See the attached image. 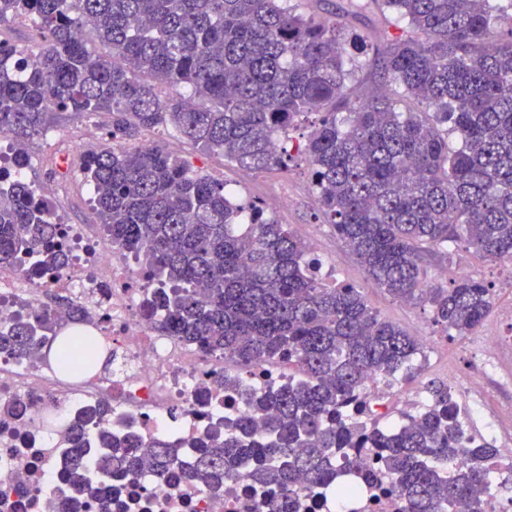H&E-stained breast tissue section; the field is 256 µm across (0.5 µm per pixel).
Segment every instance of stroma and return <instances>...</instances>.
Masks as SVG:
<instances>
[{
	"label": "stroma",
	"mask_w": 512,
	"mask_h": 512,
	"mask_svg": "<svg viewBox=\"0 0 512 512\" xmlns=\"http://www.w3.org/2000/svg\"><path fill=\"white\" fill-rule=\"evenodd\" d=\"M293 3L298 10L314 14L319 21L356 28L372 39L382 31L395 28L393 18L375 10L352 15L349 0H293ZM318 120V114H309L289 130L287 148L291 158L287 166L259 173L227 163L221 153L201 150L169 134L164 127L155 128L154 133L156 144L188 162L193 171L232 185L240 201L262 203L272 197L284 198L286 205L274 211V219L287 225L304 243L314 245L318 253L325 257L323 274L327 280L343 281L363 288L370 305L381 317L398 324L410 335L431 336V347L424 349L417 357L414 376L393 383L395 399L411 395L426 396L431 381L447 380L456 369L466 371L475 368L483 361L486 351L479 342L478 334L463 338L448 336L431 322L428 308L406 304L374 287L332 227L319 220L318 192L310 180L308 161L305 154L296 150ZM95 128L106 134L111 133V114L60 112L54 117L49 137L35 136L28 141L38 160L28 167L27 183L74 224L96 225L100 217L94 204L88 201L90 192L81 162H73L64 185H57L52 175L54 160L48 141L52 138L62 142L80 141ZM463 266L469 269L471 277L483 281L494 294L493 309L482 324L483 330L502 334L512 332V319L503 314L504 309L512 307V266L483 260L465 248L455 246L449 248L447 257L429 258L428 279L435 285L448 284L456 279L458 269Z\"/></svg>",
	"instance_id": "1"
}]
</instances>
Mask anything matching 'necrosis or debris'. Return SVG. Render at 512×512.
I'll use <instances>...</instances> for the list:
<instances>
[{
  "mask_svg": "<svg viewBox=\"0 0 512 512\" xmlns=\"http://www.w3.org/2000/svg\"><path fill=\"white\" fill-rule=\"evenodd\" d=\"M50 221L68 255L60 271L38 276L29 265L0 269V328L47 311L46 294L81 308L87 329L101 337L112 358L111 375L93 370L73 378L37 360L0 352V398L20 395L22 408L0 420V512H67L75 496L62 475L68 450L60 439L83 410L101 403L112 409L113 429L136 434L142 446L156 440L183 442L224 422L244 406L224 388L227 378L261 390L287 385L283 363L238 368L220 354H207L177 337L159 333L150 305L158 283L140 260L102 232L73 224L58 213ZM364 462L355 503L323 505L321 491L299 483V512H403L378 473V451H356ZM276 492L232 476L204 485L181 474L144 471L113 478L84 512H257Z\"/></svg>",
  "mask_w": 512,
  "mask_h": 512,
  "instance_id": "1",
  "label": "necrosis or debris"
}]
</instances>
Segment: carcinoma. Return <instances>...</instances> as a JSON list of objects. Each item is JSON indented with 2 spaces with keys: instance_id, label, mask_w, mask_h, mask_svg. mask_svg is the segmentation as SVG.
Returning a JSON list of instances; mask_svg holds the SVG:
<instances>
[{
  "instance_id": "obj_1",
  "label": "carcinoma",
  "mask_w": 512,
  "mask_h": 512,
  "mask_svg": "<svg viewBox=\"0 0 512 512\" xmlns=\"http://www.w3.org/2000/svg\"><path fill=\"white\" fill-rule=\"evenodd\" d=\"M407 21L406 34L375 44L297 12L291 0H0V21L29 17L42 50L17 64L0 44V133L16 141L47 132L57 112H110L114 138L169 127L238 167L286 165L288 138L301 117L321 115L303 151L324 223L356 256L368 279L392 297L429 307L434 324L459 337L489 315L493 294L460 277L428 283L426 258L456 244L512 263V36L498 37L502 7L491 0H370ZM90 24L107 55L86 46ZM373 55L386 88L351 95L353 52ZM191 89L162 99L156 87ZM414 100L420 112H400ZM461 145L448 144V130ZM93 201L112 243L143 258L164 291L161 331L244 368L286 362L297 377L260 394L235 433L190 442L189 476L216 484L245 470L280 499L267 512H297V483L338 496L362 461L343 448H380L379 473L404 512H477L474 494L496 489L512 501V466L466 436L448 384L431 382L429 403L394 426L357 418L369 411L365 379L413 375L416 337L373 310L361 289L332 283L287 225L256 201L234 202L224 183L191 171L161 146L107 148L85 162ZM49 205L22 180L0 185V269L30 256L36 271L63 262ZM51 314L0 332V349L26 357L60 343L54 363L69 375L94 368L96 341L62 334ZM106 407L87 409L62 442L72 448L66 480L96 492L83 456L105 449L104 467L163 474L182 464L183 444L139 451L133 434L105 424ZM464 459L450 477L448 461Z\"/></svg>"
}]
</instances>
